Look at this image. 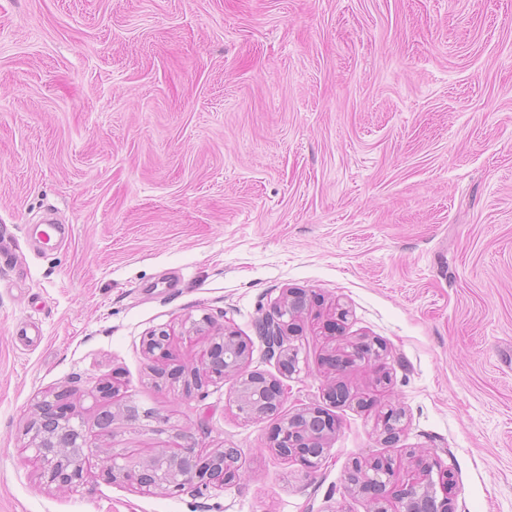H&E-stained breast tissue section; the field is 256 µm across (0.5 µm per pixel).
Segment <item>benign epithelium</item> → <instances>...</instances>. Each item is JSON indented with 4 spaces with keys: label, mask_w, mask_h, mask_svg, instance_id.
Instances as JSON below:
<instances>
[{
    "label": "benign epithelium",
    "mask_w": 512,
    "mask_h": 512,
    "mask_svg": "<svg viewBox=\"0 0 512 512\" xmlns=\"http://www.w3.org/2000/svg\"><path fill=\"white\" fill-rule=\"evenodd\" d=\"M314 303L302 289L288 288L260 326V338L268 354L277 359L279 371L290 377L299 370L298 352L289 338L298 335L301 322L313 313ZM348 310L335 305L323 321L325 333L337 336L342 332ZM186 336H203L208 348L199 359L183 371L186 391L200 389L221 378L233 381V404L246 419H262L280 414L286 399L281 382L261 371L250 369L252 350L248 342L226 324L219 325L204 314L198 319L188 318L183 323ZM147 353L167 354L170 333L163 327L153 330L143 340ZM384 346L364 339L346 354L333 355L334 366L355 367L367 365L382 358ZM131 423L132 430L141 433L164 431L166 420L148 411L139 413L134 406L122 409L120 414L102 413L96 419L98 431L88 434L84 421L75 410L71 393L61 389L52 398L39 401L27 428L30 434L26 448L34 453L47 482L61 490L73 489L84 481L85 459L94 448H108L101 456L103 476L118 484H126L143 491L160 490L173 493L188 489L224 486L241 476L240 453L236 448L217 449L208 454L196 450L193 437L177 433L161 448L148 455L123 446L114 448L117 434L116 419ZM403 412L390 407L382 416L383 440H395L402 430ZM155 421L156 425L149 424ZM338 428L336 417L320 406L306 407L281 419L273 439L272 449L277 455L300 463L307 473L320 467L329 453V442ZM411 471L399 485L393 484V460L375 458L370 462L352 464L347 472L351 492L365 495L371 502V512H392L391 500L402 505L401 512H454L449 496L437 497L435 483L452 490L454 476L439 466L436 459L412 450L409 453ZM438 473L433 480L432 473Z\"/></svg>",
    "instance_id": "7a95c632"
}]
</instances>
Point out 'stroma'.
I'll list each match as a JSON object with an SVG mask.
<instances>
[{
	"mask_svg": "<svg viewBox=\"0 0 512 512\" xmlns=\"http://www.w3.org/2000/svg\"><path fill=\"white\" fill-rule=\"evenodd\" d=\"M286 287L350 317L303 320L283 413L335 381L365 401L330 406L308 477L231 380L154 386L204 340L142 348L207 313L279 377L258 324ZM364 336L382 365L327 367ZM63 387L86 421L126 401L239 448L240 480L146 494L93 454L56 489L23 431ZM412 448L453 472L455 512H512V0H0V512H370L348 467Z\"/></svg>",
	"mask_w": 512,
	"mask_h": 512,
	"instance_id": "35a3bbf8",
	"label": "stroma"
}]
</instances>
